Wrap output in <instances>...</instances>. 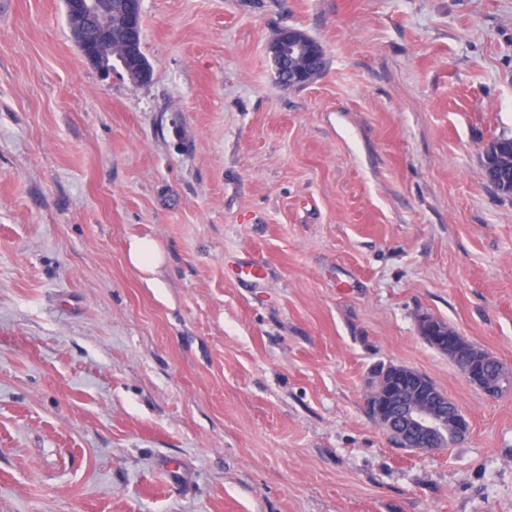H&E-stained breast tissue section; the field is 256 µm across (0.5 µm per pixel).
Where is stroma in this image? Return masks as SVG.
<instances>
[{
    "label": "stroma",
    "instance_id": "35a3bbf8",
    "mask_svg": "<svg viewBox=\"0 0 512 512\" xmlns=\"http://www.w3.org/2000/svg\"><path fill=\"white\" fill-rule=\"evenodd\" d=\"M284 28L327 58L302 88ZM142 47L136 83L63 0H0V512H512V394L418 332L512 372V0H142ZM379 363L469 437L396 450ZM304 40L300 31L288 29L280 32L273 42L269 45V52L277 67V73L283 76V81L288 83L308 84L304 81L311 75L322 57V52L318 47L309 51L307 55L308 69H289L288 58L299 56L304 51ZM492 147L499 148V156L493 151L483 156V170L491 167L497 175L493 187L503 196L512 197V136H499L490 141ZM510 156V164L503 162L504 157ZM130 263L144 274L151 275L163 261V255L157 244L149 239L133 241L129 247ZM433 323L434 321L428 320L425 324V332L429 335H421L432 348L444 355H447L459 371L472 363H480L483 365L487 374L485 385L473 384L490 396L498 397L507 392L511 386V377L497 358L473 344L466 337L459 338L454 349L448 350L447 348L446 350H442L440 346L430 338V336H435L437 332ZM492 384L495 386L492 392L485 389L487 386ZM408 367L397 366V365H385L379 364L374 368L370 377L371 389L369 394L367 395L366 402H372L373 409L370 412L368 406L366 405L367 414L376 421L383 430L386 431L393 445H397L400 441L398 440L395 432L391 430L385 421L384 415L380 412V402L383 396V391L387 381L390 379L393 372H397L402 369H406Z\"/></svg>",
    "mask_w": 512,
    "mask_h": 512
}]
</instances>
